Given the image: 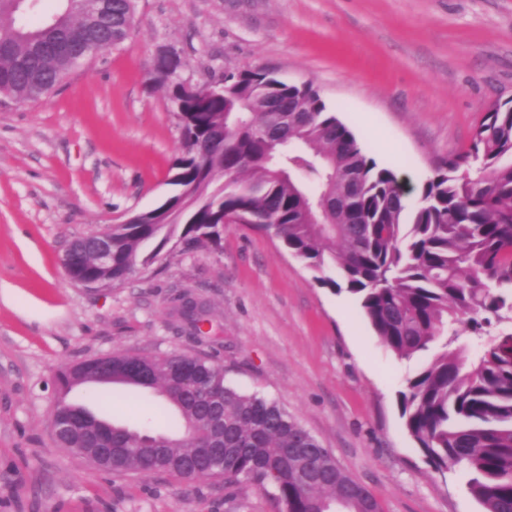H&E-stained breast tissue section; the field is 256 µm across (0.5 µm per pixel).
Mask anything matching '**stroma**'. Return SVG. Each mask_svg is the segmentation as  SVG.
Here are the masks:
<instances>
[{
	"label": "stroma",
	"instance_id": "35a3bbf8",
	"mask_svg": "<svg viewBox=\"0 0 512 512\" xmlns=\"http://www.w3.org/2000/svg\"><path fill=\"white\" fill-rule=\"evenodd\" d=\"M167 46L195 84L255 67L312 82L411 186L468 149L489 104L512 99V0H137L123 44L43 99L0 106V512H274L247 486L107 475L59 448V368L113 352L220 362L228 384L284 407L383 512H481L468 474L435 471L404 427L399 393L427 356L386 349L355 297L319 283L276 238L231 224L218 245L159 252L99 292L64 275L74 238L173 192L178 120L146 85ZM186 294L208 311L212 341L185 323ZM66 397L131 427L174 419L141 389Z\"/></svg>",
	"mask_w": 512,
	"mask_h": 512
}]
</instances>
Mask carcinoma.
<instances>
[{
    "label": "carcinoma",
    "instance_id": "carcinoma-1",
    "mask_svg": "<svg viewBox=\"0 0 512 512\" xmlns=\"http://www.w3.org/2000/svg\"><path fill=\"white\" fill-rule=\"evenodd\" d=\"M36 7L0 0L3 105L38 100L77 58L124 43L135 23V0H59L58 21L17 22ZM178 71L153 64L146 78L173 102L181 130L174 194L112 225V275L90 249L77 271L103 288L154 261L156 252L139 258L146 241L195 250L220 239L222 220L247 217L320 282L353 295L391 351L433 352L400 392L405 429L435 470L469 472L483 512H512V99L484 112L468 150L436 168L412 202L312 84L255 67L187 86ZM471 165L477 177L458 174ZM469 341L479 347L472 359ZM140 363L116 353L69 364L59 384L66 393L92 381L151 390L177 427H130L61 399L59 447L110 473L269 491L276 512H381L287 411L227 384L214 361L155 356L144 382L128 377Z\"/></svg>",
    "mask_w": 512,
    "mask_h": 512
}]
</instances>
